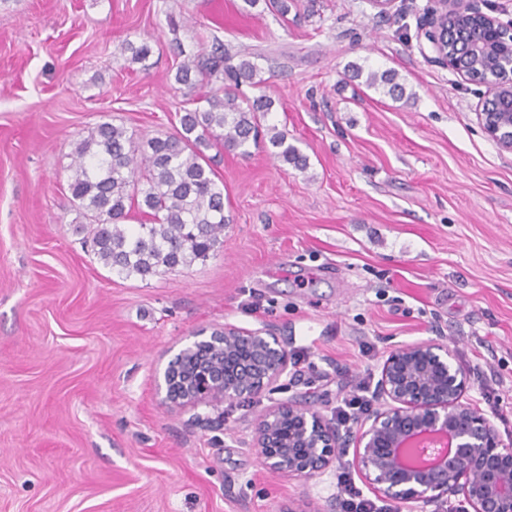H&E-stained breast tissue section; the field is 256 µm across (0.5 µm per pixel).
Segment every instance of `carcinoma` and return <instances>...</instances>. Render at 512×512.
I'll return each mask as SVG.
<instances>
[{"instance_id": "carcinoma-1", "label": "carcinoma", "mask_w": 512, "mask_h": 512, "mask_svg": "<svg viewBox=\"0 0 512 512\" xmlns=\"http://www.w3.org/2000/svg\"><path fill=\"white\" fill-rule=\"evenodd\" d=\"M259 57L251 53L233 64L217 40L209 53L181 63L175 81L191 92L218 81L229 85L186 98L175 132L139 142L124 126L105 120L77 143L69 165L72 201L88 220L84 228L94 256L118 276L145 279L175 272L223 245L224 188L205 149L221 146L247 155L249 143L262 138L274 158L307 168V156L288 143L287 133L265 124L273 99L242 89L265 83L255 62ZM355 73L395 100L405 96L394 70L365 73L357 66ZM135 208L149 222L128 223Z\"/></svg>"}]
</instances>
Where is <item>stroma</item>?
Masks as SVG:
<instances>
[{"instance_id": "35a3bbf8", "label": "stroma", "mask_w": 512, "mask_h": 512, "mask_svg": "<svg viewBox=\"0 0 512 512\" xmlns=\"http://www.w3.org/2000/svg\"><path fill=\"white\" fill-rule=\"evenodd\" d=\"M241 4L0 0V512H340L345 461L305 482L261 465L270 401L225 403L216 429L162 404L171 356L227 325L286 340L273 399L329 417L397 345L447 339L468 402L512 448V153L479 126L475 86L421 51L429 0H294L284 17ZM216 39L266 51L267 122L309 165L208 149L223 246L118 277L75 231V146L107 119L173 132L181 55ZM357 65L396 71L405 97Z\"/></svg>"}]
</instances>
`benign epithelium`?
<instances>
[{
	"mask_svg": "<svg viewBox=\"0 0 512 512\" xmlns=\"http://www.w3.org/2000/svg\"><path fill=\"white\" fill-rule=\"evenodd\" d=\"M418 37L429 60L472 85L486 88L478 119L501 149L512 152V125L489 107L512 106V20L503 22L475 0H454L453 16L469 31L465 53L449 44L448 4L430 0ZM288 344L266 330L232 326L180 349L168 361L158 392L166 407L192 412V421H224L226 402L254 401L276 391L288 375ZM467 377L455 350L422 340L390 351L379 367V407L343 436L336 420L295 402H275L256 424L252 449L270 472L305 482L333 467L353 446L351 466L375 496L397 512L458 498L453 512H512V448L494 423L465 399ZM201 407L217 418L198 413Z\"/></svg>",
	"mask_w": 512,
	"mask_h": 512,
	"instance_id": "obj_1",
	"label": "benign epithelium"
}]
</instances>
